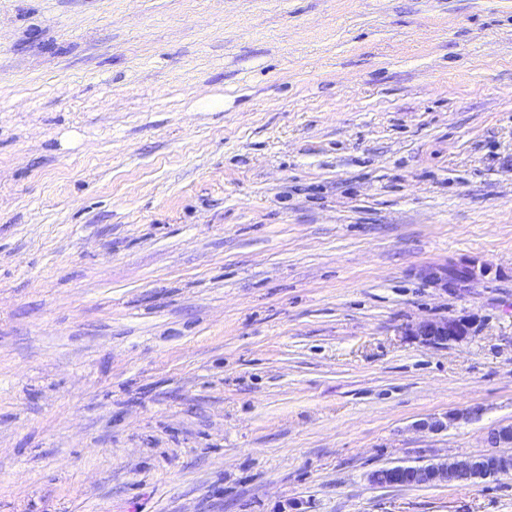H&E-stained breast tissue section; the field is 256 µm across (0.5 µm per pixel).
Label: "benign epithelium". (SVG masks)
Segmentation results:
<instances>
[{
  "mask_svg": "<svg viewBox=\"0 0 512 512\" xmlns=\"http://www.w3.org/2000/svg\"><path fill=\"white\" fill-rule=\"evenodd\" d=\"M412 336L427 345L461 343L473 335V321L469 318L423 320L407 329ZM480 414V408L454 411L442 416H430L414 424L421 432L439 433L461 419H471ZM490 450L471 457L442 460L422 466L393 465L383 474L382 486L445 485L465 477L482 476L486 479L512 473V454L505 449L512 447V426L499 425L488 433Z\"/></svg>",
  "mask_w": 512,
  "mask_h": 512,
  "instance_id": "benign-epithelium-1",
  "label": "benign epithelium"
}]
</instances>
